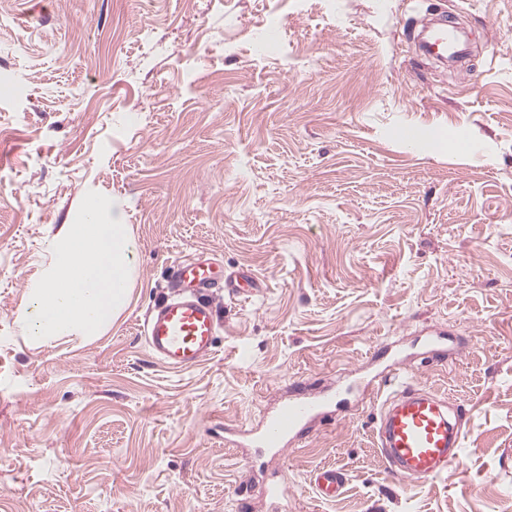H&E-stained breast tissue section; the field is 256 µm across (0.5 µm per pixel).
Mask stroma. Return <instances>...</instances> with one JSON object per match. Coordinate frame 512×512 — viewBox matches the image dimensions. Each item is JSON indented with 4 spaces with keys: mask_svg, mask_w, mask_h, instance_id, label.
<instances>
[{
    "mask_svg": "<svg viewBox=\"0 0 512 512\" xmlns=\"http://www.w3.org/2000/svg\"><path fill=\"white\" fill-rule=\"evenodd\" d=\"M432 15L464 61L417 51ZM89 191L137 240L130 303L33 345ZM201 254L262 286L217 290L213 355L173 370L142 324ZM387 347L463 414L448 476L394 478L374 444ZM298 388L352 411L279 455L225 444ZM0 512H512V0H0ZM344 484V474L337 468H320L314 476L315 492L324 500L335 499L341 494Z\"/></svg>",
    "mask_w": 512,
    "mask_h": 512,
    "instance_id": "stroma-1",
    "label": "stroma"
}]
</instances>
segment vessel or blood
Wrapping results in <instances>:
<instances>
[{"mask_svg":"<svg viewBox=\"0 0 512 512\" xmlns=\"http://www.w3.org/2000/svg\"><path fill=\"white\" fill-rule=\"evenodd\" d=\"M433 47L445 58L461 55L463 48L454 25L441 22L431 30ZM214 280L212 264L199 260L173 265L172 294L146 317L143 332L152 355L162 364L187 370L210 358L218 331L212 302L202 290ZM404 361L393 358L372 396L382 397L375 428L376 446L390 473L429 481L447 475L462 453L460 419L451 417L440 395L417 390L403 373ZM338 410L335 392L310 397L295 394L269 416L255 436L258 447L283 450L289 439L303 436L310 424L333 417ZM345 477L339 469L320 468L314 476L316 494L324 500L340 495Z\"/></svg>","mask_w":512,"mask_h":512,"instance_id":"vessel-or-blood-1","label":"vessel or blood"}]
</instances>
